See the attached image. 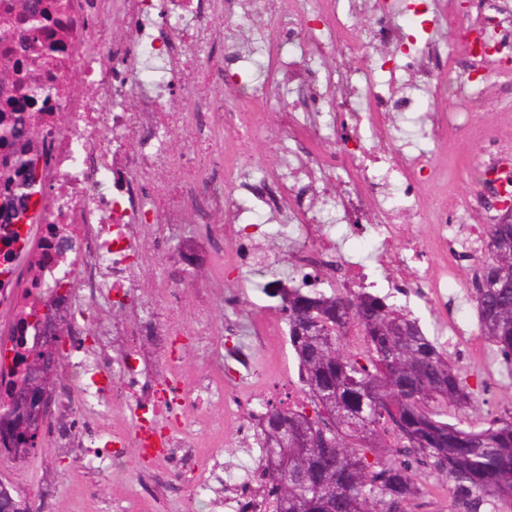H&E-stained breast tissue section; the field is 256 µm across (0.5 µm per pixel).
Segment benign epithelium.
<instances>
[{
  "label": "benign epithelium",
  "mask_w": 512,
  "mask_h": 512,
  "mask_svg": "<svg viewBox=\"0 0 512 512\" xmlns=\"http://www.w3.org/2000/svg\"><path fill=\"white\" fill-rule=\"evenodd\" d=\"M59 329L51 326L39 348L41 359L30 369L28 381L17 393L10 409L0 414V442L14 446L36 442L51 414L53 354L60 346Z\"/></svg>",
  "instance_id": "1"
}]
</instances>
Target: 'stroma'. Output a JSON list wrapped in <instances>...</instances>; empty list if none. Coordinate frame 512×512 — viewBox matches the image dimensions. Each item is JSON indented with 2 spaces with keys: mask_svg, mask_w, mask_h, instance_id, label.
Segmentation results:
<instances>
[{
  "mask_svg": "<svg viewBox=\"0 0 512 512\" xmlns=\"http://www.w3.org/2000/svg\"><path fill=\"white\" fill-rule=\"evenodd\" d=\"M490 143L495 144L500 154L512 155V98L492 95L477 113L471 130L449 134L442 147L448 158L449 196H466V174L482 159ZM223 223V215L216 214L206 225H182L161 248L153 239H145L144 250L156 256L147 273V283L160 288L174 282L191 288H219L225 296L236 298V305L215 304L203 313L186 307L182 322L212 330L224 347L242 342L251 346L254 364L248 382H239L236 372H229L224 377L227 391L240 393L254 407L273 397L293 404L302 402L292 354L280 352L278 345L257 333L263 319L261 305L280 306V298L268 297L252 284L240 283L235 275L218 276L213 267L211 233ZM477 263L476 255L463 257L457 264L456 275L449 278L438 298L411 311L424 332L437 337L452 362L483 373L487 392L471 408L455 413L456 418L473 424L482 423L512 405V375L495 358L482 336L471 298V279ZM228 320L237 325L231 335L224 331ZM449 325L461 326L464 337L440 335V328ZM199 415L201 420L193 427L196 437L224 445V471L231 479L224 489L225 501H237L247 494L259 495L260 451L254 438V418L216 406L203 407ZM123 453L128 470L102 476L78 467L73 449L61 447L57 440L46 436L41 447L26 457L1 456L0 479L14 483L27 496L33 512H221L212 497L186 486L174 493H160L153 499L142 497L138 450L129 446Z\"/></svg>",
  "mask_w": 512,
  "mask_h": 512,
  "instance_id": "stroma-1",
  "label": "stroma"
}]
</instances>
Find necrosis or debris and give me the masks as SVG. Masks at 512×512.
<instances>
[{
    "instance_id": "obj_1",
    "label": "necrosis or debris",
    "mask_w": 512,
    "mask_h": 512,
    "mask_svg": "<svg viewBox=\"0 0 512 512\" xmlns=\"http://www.w3.org/2000/svg\"><path fill=\"white\" fill-rule=\"evenodd\" d=\"M49 37L33 43L20 18L26 0H0V112H25L40 130L39 179L26 224L0 226V400L23 379L21 356L40 343L45 316L69 327L56 355L58 399L76 417L75 461L99 474L121 471L122 443L136 429L147 434L139 457L146 493L186 482L211 491L224 484L220 453L201 460L188 433L197 401L186 391L174 351L187 335L179 317L190 301L204 305L213 290L191 296L180 287L139 289L150 259L145 235L166 241L182 224H224L214 236L217 269H263L270 287L403 289L405 302L435 296L447 267L428 259L455 236L447 196L425 210L424 187L443 177L438 145L449 130L471 125L482 92H512V42L501 29L503 11L481 14L472 39H421L396 24L395 0H39ZM121 18L122 30L111 27ZM225 21L216 50L213 19ZM386 44L359 80L323 75L335 51L353 57ZM162 69L161 85L143 82V69ZM48 84L50 97L33 98ZM458 101L421 123L420 142L402 124L422 91ZM237 110L222 107L227 94ZM292 103L272 117L281 97ZM279 157L271 169L245 173L241 139L269 124ZM191 126L196 138L175 145L173 129ZM389 146L376 171V144ZM344 173L342 189L325 187ZM473 198L484 212L512 198V169L489 159L473 169ZM251 208H243L242 199ZM261 211L265 234L288 243L293 263L278 274L275 257L248 259L250 210ZM428 223L422 233L420 223ZM372 233L370 261L349 240ZM161 309L174 331L156 332L143 307ZM156 335L163 349L149 362L136 348ZM131 406V423L109 422L112 407Z\"/></svg>"
}]
</instances>
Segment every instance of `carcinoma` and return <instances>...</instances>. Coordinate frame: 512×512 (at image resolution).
<instances>
[{
  "label": "carcinoma",
  "instance_id": "carcinoma-1",
  "mask_svg": "<svg viewBox=\"0 0 512 512\" xmlns=\"http://www.w3.org/2000/svg\"><path fill=\"white\" fill-rule=\"evenodd\" d=\"M39 133L23 116L0 121V178L18 187L4 223L20 219L15 200L36 178L19 179ZM484 338L512 372V223L486 226L472 280ZM281 311L288 349L307 406L267 400L256 441L269 512H413L434 482L448 487V512H512V407L480 425L448 419V407L485 391L453 367L410 313L369 288L344 294L288 289ZM359 347L346 345L352 330ZM12 512H28L17 489Z\"/></svg>",
  "mask_w": 512,
  "mask_h": 512
}]
</instances>
